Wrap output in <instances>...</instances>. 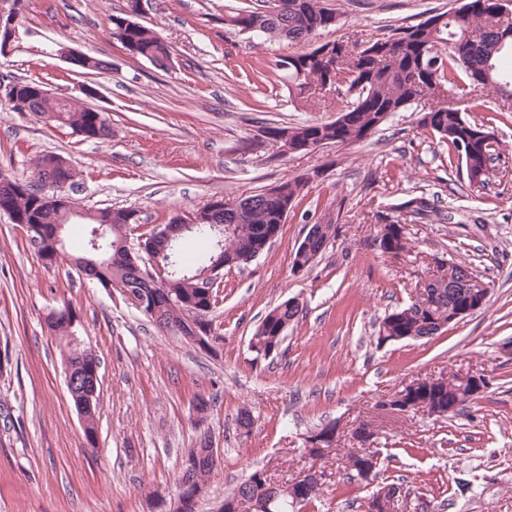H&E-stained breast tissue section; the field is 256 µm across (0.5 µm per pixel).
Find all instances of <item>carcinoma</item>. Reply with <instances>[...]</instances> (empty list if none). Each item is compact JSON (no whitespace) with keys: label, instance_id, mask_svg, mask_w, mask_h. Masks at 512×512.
<instances>
[{"label":"carcinoma","instance_id":"1","mask_svg":"<svg viewBox=\"0 0 512 512\" xmlns=\"http://www.w3.org/2000/svg\"><path fill=\"white\" fill-rule=\"evenodd\" d=\"M463 15L456 18L443 12L437 17L446 18L439 26H428L420 22L397 30L388 37L363 40L349 39L340 44L351 46L349 54L340 62L333 55L321 53L325 45L311 48L277 61V70L282 73L289 96L296 101L316 97L313 88L329 86L341 89L350 97V102L332 122L304 123L296 126H277L268 123L262 127L257 138H250L246 148L258 151L266 143L273 142L278 135L288 134V144L293 153H307L309 146L355 145L365 141L384 124L391 115L403 112L414 104L425 102L428 109L419 111L418 127L431 132L448 144L453 153L460 141L467 143V153L459 158L464 167L469 186L485 188L493 176V154L491 144L495 141L493 120L486 124L470 122L464 111L439 99L448 94V88L467 90L473 109L491 111L486 94L501 98H512V70L502 69L501 60L512 55V41H503L512 21L502 17L497 0H464L460 7ZM126 15L112 16L114 38L122 45L133 48L140 57L149 61L160 71L168 70L169 47L150 28L142 24L125 23ZM234 29L249 39L263 42L279 40L301 42L321 30L332 28L339 22L336 10L328 7L326 0H274L271 6L245 7L224 17ZM29 114L46 122L67 126L85 140H106L112 129L102 112L92 111L66 98L51 96L34 99L29 104ZM57 154L46 153L34 163L33 179L8 180L0 189V213L17 219L20 224H32L40 238V249L36 255L55 267L67 261L77 270L92 259L99 263L95 269L96 281L104 289L120 290L133 277L132 260L121 246L128 238V216L132 210L125 208H103L86 211L83 218L87 233L102 225H108L106 238L100 241L101 255H96L91 246H85L79 255H67L59 244L63 227L69 224L64 212L47 202V196L38 188L40 183H49L55 188L75 184L72 168L59 169L49 166ZM307 179L295 177L244 197L236 209H224L221 201H212L198 209L204 223L194 232L182 236L165 250L161 263L166 271L162 283L153 288L156 306L162 308L155 324L175 334L193 318L189 309L170 307L168 297L191 298L199 305H208L200 298L193 277L210 266L216 256L211 235V225L230 224L233 231L224 237V259L235 255L259 256L271 245L275 227L282 222L283 208H293L303 194ZM405 212L421 218L436 212L435 202L425 194L413 196L403 203ZM380 229L375 237V246L383 254L398 255L409 251V239L400 221L389 215L376 217ZM316 232L308 240L306 248H296L292 268L305 269L311 266L330 240L336 237L337 225L326 220L315 225ZM483 293L480 288H458L452 291L444 285L433 289V294L424 300H412L386 315L378 324L377 344L382 345L394 336H409L413 340H429L438 329L437 320L448 316L475 300ZM301 307L287 299L262 318L253 335L251 345L263 354L273 347H280L285 339V330L298 320ZM74 314L67 308L60 310L59 317L48 323L54 331L69 336V322ZM86 353L80 355L68 347L64 365L81 374L100 366L97 348L85 342ZM404 395V402L411 405L409 412L415 414L426 407H437L448 417L458 415L466 404L473 400L470 381L448 372V383L440 388L421 387L411 391L405 387L395 392ZM76 412L83 421L85 438L94 443L98 433V402L78 407L75 396H70ZM194 456L188 450L182 461V477L200 485L213 470L202 461L189 466ZM370 452H354L346 456L345 470L352 479L367 480L364 465L374 460ZM261 472L256 471L224 498L229 505L234 500H245L252 493L250 482L256 481ZM319 490L294 487V494L280 496L271 505L272 512H290L300 503L315 498ZM402 493L401 485L381 482L371 500L384 499L378 512H394V497Z\"/></svg>","mask_w":512,"mask_h":512}]
</instances>
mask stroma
<instances>
[{"mask_svg":"<svg viewBox=\"0 0 512 512\" xmlns=\"http://www.w3.org/2000/svg\"><path fill=\"white\" fill-rule=\"evenodd\" d=\"M257 0H144L142 24L168 44L172 67L128 54L111 18L127 0H24L34 49L0 55V174L28 178L45 153L76 173L72 195L88 210L129 208L134 236L216 199L245 197L306 177L270 248L225 270L209 318L220 337L208 353L157 327L120 294L62 265L46 268L21 225L0 215V512H166L181 462L201 434L223 456L207 476L198 512H218L252 473L288 485L323 471L319 496L295 512H367L371 484L347 479L341 463L359 450V421L373 424L380 476L401 483L428 512H512V100L495 108L494 176L470 188L448 147L400 112L356 146L278 156L245 150L265 123L335 120L346 105L320 94L306 109L289 98L274 63L336 39H368L458 9L461 0H328L340 26L301 43H249L225 15ZM57 43L107 62L77 70L44 53ZM39 81L54 96L104 112L109 139L80 140L70 128L11 111L4 87ZM434 198L440 217H406L411 250L393 257L373 239L376 218L405 199ZM329 219L335 239L315 264L292 270L308 225ZM470 263L491 285L487 305L430 341L377 345L378 323L409 302L434 259ZM303 315L277 354L249 341L264 315L289 298ZM69 308L101 358L97 447H90L65 384L66 340L47 316ZM471 369L487 388L460 415L396 414L377 404L414 378ZM210 399L197 414L198 397ZM248 407L254 424L236 419ZM335 424L336 451L308 456V435ZM474 487L454 496L456 481Z\"/></svg>","mask_w":512,"mask_h":512,"instance_id":"35a3bbf8","label":"stroma"}]
</instances>
